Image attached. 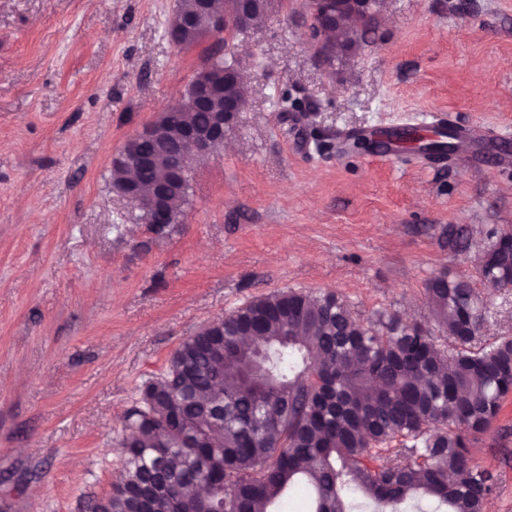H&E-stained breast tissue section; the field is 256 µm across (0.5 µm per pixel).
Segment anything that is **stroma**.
Here are the masks:
<instances>
[{
	"instance_id": "1",
	"label": "stroma",
	"mask_w": 512,
	"mask_h": 512,
	"mask_svg": "<svg viewBox=\"0 0 512 512\" xmlns=\"http://www.w3.org/2000/svg\"><path fill=\"white\" fill-rule=\"evenodd\" d=\"M176 4L0 0V512L109 494L136 387L203 324L288 290L427 324L428 282L477 281L490 235L512 232V0H377L332 68L307 0L185 48L167 37ZM218 52L245 107L156 231L111 160ZM429 113L496 136L422 167L336 141ZM482 294L484 336H512V288ZM472 448L512 512V398Z\"/></svg>"
}]
</instances>
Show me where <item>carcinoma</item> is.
<instances>
[{
  "label": "carcinoma",
  "mask_w": 512,
  "mask_h": 512,
  "mask_svg": "<svg viewBox=\"0 0 512 512\" xmlns=\"http://www.w3.org/2000/svg\"><path fill=\"white\" fill-rule=\"evenodd\" d=\"M236 67L211 56L212 76ZM173 111L205 127L209 114ZM184 151L172 132L143 147ZM191 179L173 190L183 215ZM480 281L512 288V235L478 257ZM426 301L448 332L441 349L420 323L357 319L331 292L283 291L224 315V335L199 328L167 369L137 387L116 444L120 474L85 512H273L303 484L313 512H354L353 488L378 512L425 496L446 512H482L499 477L471 441L512 396V338L483 339L484 304L466 280L431 279Z\"/></svg>",
  "instance_id": "obj_1"
}]
</instances>
